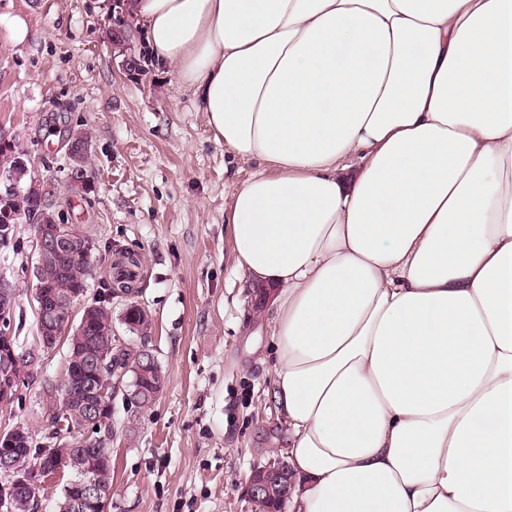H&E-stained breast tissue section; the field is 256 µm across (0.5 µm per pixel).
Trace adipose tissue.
Returning a JSON list of instances; mask_svg holds the SVG:
<instances>
[{"instance_id": "adipose-tissue-1", "label": "adipose tissue", "mask_w": 512, "mask_h": 512, "mask_svg": "<svg viewBox=\"0 0 512 512\" xmlns=\"http://www.w3.org/2000/svg\"><path fill=\"white\" fill-rule=\"evenodd\" d=\"M274 288L291 512H512V0H125Z\"/></svg>"}]
</instances>
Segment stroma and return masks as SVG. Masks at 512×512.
<instances>
[{"label": "stroma", "instance_id": "stroma-1", "mask_svg": "<svg viewBox=\"0 0 512 512\" xmlns=\"http://www.w3.org/2000/svg\"><path fill=\"white\" fill-rule=\"evenodd\" d=\"M20 16L26 42L0 38V142L51 183L70 224L88 235L93 277L85 302L128 270L136 291L112 301V334L145 346L166 376L151 407L112 394V498L107 512H253L254 468L284 459L287 440L270 397L275 355L261 301L233 264L224 195L251 163L230 159L175 71L131 74L107 40L112 0H0ZM87 132L86 190L71 189L69 133ZM35 228L20 219L0 246V274L15 290L6 331L19 350L38 344ZM152 319L135 335L126 302ZM66 343L25 369L0 434L22 427L44 446L43 392L60 384Z\"/></svg>", "mask_w": 512, "mask_h": 512}]
</instances>
